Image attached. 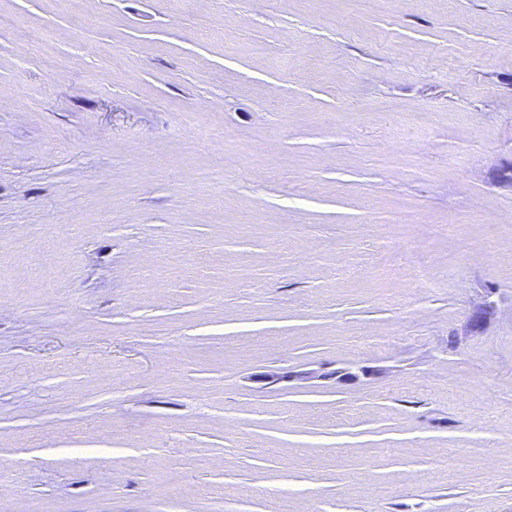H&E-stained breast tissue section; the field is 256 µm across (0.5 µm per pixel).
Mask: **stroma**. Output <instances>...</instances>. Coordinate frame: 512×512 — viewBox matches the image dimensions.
Returning a JSON list of instances; mask_svg holds the SVG:
<instances>
[{
  "instance_id": "1",
  "label": "stroma",
  "mask_w": 512,
  "mask_h": 512,
  "mask_svg": "<svg viewBox=\"0 0 512 512\" xmlns=\"http://www.w3.org/2000/svg\"><path fill=\"white\" fill-rule=\"evenodd\" d=\"M511 162L512 0H0V512H512Z\"/></svg>"
}]
</instances>
